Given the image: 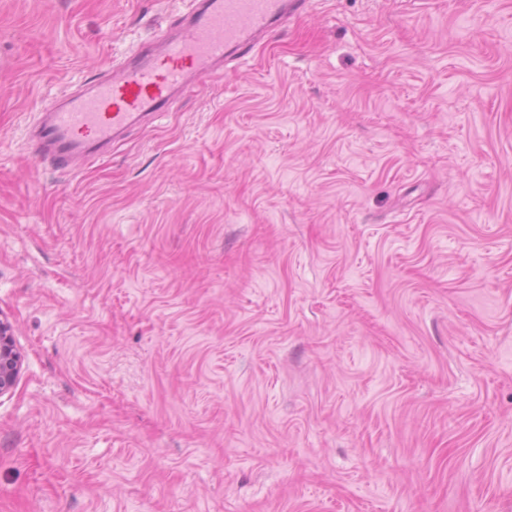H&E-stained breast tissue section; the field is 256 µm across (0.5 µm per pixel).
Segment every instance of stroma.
<instances>
[{
    "mask_svg": "<svg viewBox=\"0 0 512 512\" xmlns=\"http://www.w3.org/2000/svg\"><path fill=\"white\" fill-rule=\"evenodd\" d=\"M187 8L0 0V512H512V0H309L35 155ZM23 357L16 347L13 326L0 319V397L10 394L19 378Z\"/></svg>",
    "mask_w": 512,
    "mask_h": 512,
    "instance_id": "obj_1",
    "label": "stroma"
}]
</instances>
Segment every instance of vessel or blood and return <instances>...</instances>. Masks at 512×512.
Listing matches in <instances>:
<instances>
[{
  "instance_id": "obj_1",
  "label": "vessel or blood",
  "mask_w": 512,
  "mask_h": 512,
  "mask_svg": "<svg viewBox=\"0 0 512 512\" xmlns=\"http://www.w3.org/2000/svg\"><path fill=\"white\" fill-rule=\"evenodd\" d=\"M306 0H189L178 34L160 31L87 91L55 102L35 126L37 153L71 169L94 159L147 115L169 111L178 90L202 84L230 52L283 27Z\"/></svg>"
}]
</instances>
